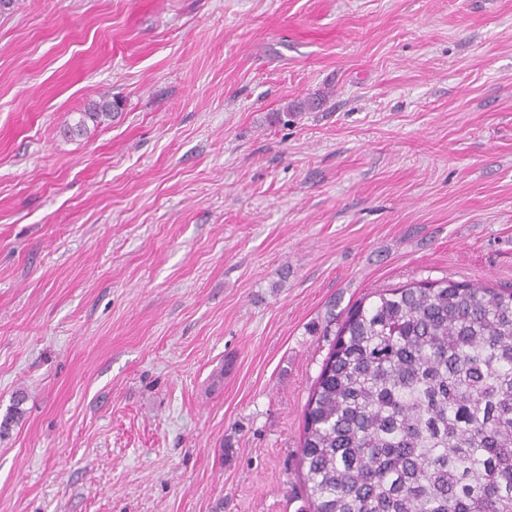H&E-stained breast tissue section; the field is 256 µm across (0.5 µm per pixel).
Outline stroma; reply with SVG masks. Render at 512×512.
Returning a JSON list of instances; mask_svg holds the SVG:
<instances>
[{
	"instance_id": "1",
	"label": "stroma",
	"mask_w": 512,
	"mask_h": 512,
	"mask_svg": "<svg viewBox=\"0 0 512 512\" xmlns=\"http://www.w3.org/2000/svg\"><path fill=\"white\" fill-rule=\"evenodd\" d=\"M425 278L512 285V0L0 14V512H299L328 312ZM119 109H121V102L119 100L104 101L98 105L93 112H80V117L75 123V128H77L78 131L87 132V119L96 123H101L103 118H110L112 112H118ZM27 397V394L23 391L15 393L12 404L0 421V438L8 435L12 426L18 424L24 418L25 410L22 405L26 402Z\"/></svg>"
}]
</instances>
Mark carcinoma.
<instances>
[{"label":"carcinoma","mask_w":512,"mask_h":512,"mask_svg":"<svg viewBox=\"0 0 512 512\" xmlns=\"http://www.w3.org/2000/svg\"><path fill=\"white\" fill-rule=\"evenodd\" d=\"M298 470L299 512H512V288L427 278L352 306L304 407Z\"/></svg>","instance_id":"cac0c4a2"}]
</instances>
